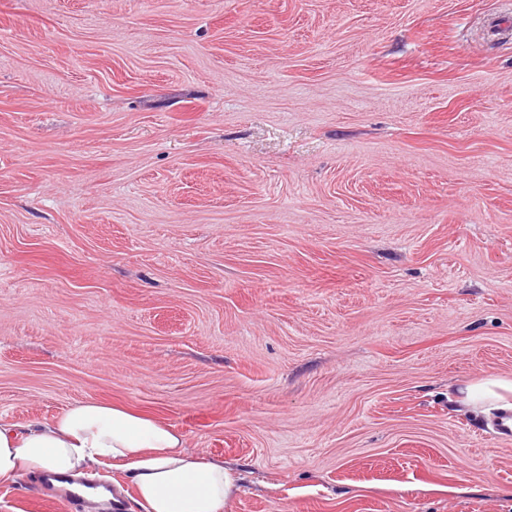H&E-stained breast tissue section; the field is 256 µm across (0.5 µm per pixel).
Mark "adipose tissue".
I'll return each instance as SVG.
<instances>
[{
    "label": "adipose tissue",
    "mask_w": 512,
    "mask_h": 512,
    "mask_svg": "<svg viewBox=\"0 0 512 512\" xmlns=\"http://www.w3.org/2000/svg\"><path fill=\"white\" fill-rule=\"evenodd\" d=\"M454 395L476 413L512 410V378L488 374L459 383ZM98 467L127 474L146 512H225L236 488L222 460L190 451L172 426L122 405L85 400L21 432L0 424V485Z\"/></svg>",
    "instance_id": "ef3b65f1"
}]
</instances>
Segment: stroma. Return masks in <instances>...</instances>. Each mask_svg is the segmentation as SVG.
Segmentation results:
<instances>
[{"instance_id": "1", "label": "stroma", "mask_w": 512, "mask_h": 512, "mask_svg": "<svg viewBox=\"0 0 512 512\" xmlns=\"http://www.w3.org/2000/svg\"><path fill=\"white\" fill-rule=\"evenodd\" d=\"M512 0H0V420L183 433L230 512H512ZM0 512H68L27 481ZM455 400L475 413L512 410V378L486 374L459 383L454 388Z\"/></svg>"}]
</instances>
